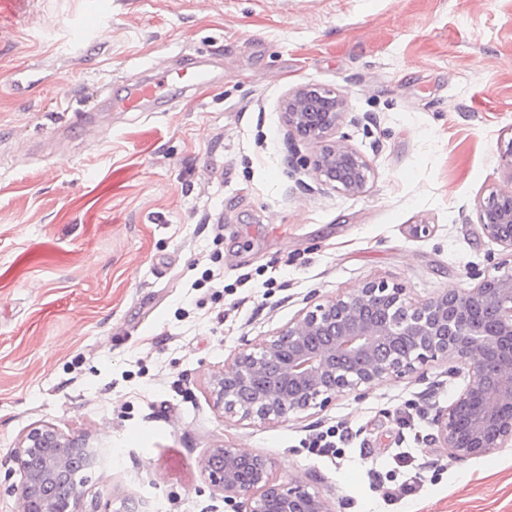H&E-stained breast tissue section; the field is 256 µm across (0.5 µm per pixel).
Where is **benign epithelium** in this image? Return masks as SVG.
<instances>
[{"instance_id": "7a95c632", "label": "benign epithelium", "mask_w": 512, "mask_h": 512, "mask_svg": "<svg viewBox=\"0 0 512 512\" xmlns=\"http://www.w3.org/2000/svg\"><path fill=\"white\" fill-rule=\"evenodd\" d=\"M286 140L313 144L304 166L321 185L347 195L363 193L373 169L336 136L345 120L357 124L344 95L300 85L283 99ZM477 220L491 241L512 258V191H493L479 202ZM470 288L412 302L405 289L368 281L362 287L303 308L287 326L247 344L224 369L211 374L217 410L242 420L286 421L323 408L361 385L402 378L439 360L467 369L462 390L432 420L431 441L460 460L512 444V263L472 273ZM96 464L101 450L43 423L11 451L20 476L19 512H80L81 492L55 494L74 461ZM202 473L235 512H334L330 501L295 478L277 481L264 455L231 446L208 450Z\"/></svg>"}]
</instances>
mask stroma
Returning <instances> with one entry per match:
<instances>
[{
  "mask_svg": "<svg viewBox=\"0 0 512 512\" xmlns=\"http://www.w3.org/2000/svg\"><path fill=\"white\" fill-rule=\"evenodd\" d=\"M108 17L75 45L76 21ZM512 0H19L0 15V512L40 423L124 451L83 470L81 512H225L210 448L266 455L334 512H512V447L459 461L429 441L461 364L337 396L284 422L216 411L245 344L370 280L413 300L506 259L478 224L512 186ZM211 80L165 112L54 129L187 60ZM314 84L363 118L365 193L300 185L281 100ZM215 278L201 283L204 272ZM336 453L311 445L327 429Z\"/></svg>",
  "mask_w": 512,
  "mask_h": 512,
  "instance_id": "stroma-1",
  "label": "stroma"
}]
</instances>
